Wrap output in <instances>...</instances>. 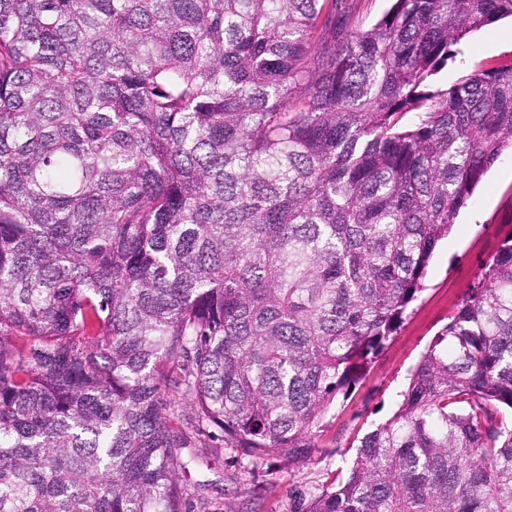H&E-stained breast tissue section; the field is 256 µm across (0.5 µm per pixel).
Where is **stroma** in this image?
<instances>
[{
    "instance_id": "obj_1",
    "label": "stroma",
    "mask_w": 512,
    "mask_h": 512,
    "mask_svg": "<svg viewBox=\"0 0 512 512\" xmlns=\"http://www.w3.org/2000/svg\"><path fill=\"white\" fill-rule=\"evenodd\" d=\"M510 60L512 19L506 18L462 41L437 81L450 85L473 70ZM511 233L512 149L508 148L461 209L448 237L438 243L423 292L352 395L337 401L329 427L304 467H289L280 458L256 463L222 438L198 433L192 397L177 394L170 427L186 440L177 451L182 512H300L304 503L333 490L362 436L392 416L411 368L447 325L501 238Z\"/></svg>"
}]
</instances>
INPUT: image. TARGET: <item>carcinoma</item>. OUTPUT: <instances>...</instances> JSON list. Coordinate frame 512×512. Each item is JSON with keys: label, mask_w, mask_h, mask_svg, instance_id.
Returning <instances> with one entry per match:
<instances>
[{"label": "carcinoma", "mask_w": 512, "mask_h": 512, "mask_svg": "<svg viewBox=\"0 0 512 512\" xmlns=\"http://www.w3.org/2000/svg\"><path fill=\"white\" fill-rule=\"evenodd\" d=\"M506 17L0 0V512H181L182 391L304 465L512 148V63L436 82ZM505 407L512 236L304 512H512Z\"/></svg>", "instance_id": "carcinoma-1"}]
</instances>
